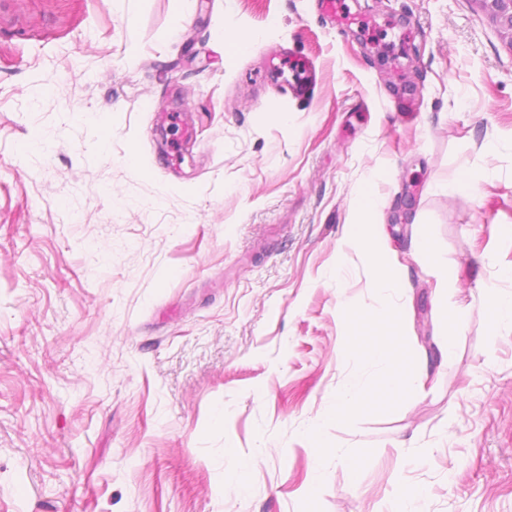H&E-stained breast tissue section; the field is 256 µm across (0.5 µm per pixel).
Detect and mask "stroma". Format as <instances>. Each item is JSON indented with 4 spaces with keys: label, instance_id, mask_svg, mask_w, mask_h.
Masks as SVG:
<instances>
[{
    "label": "stroma",
    "instance_id": "35a3bbf8",
    "mask_svg": "<svg viewBox=\"0 0 512 512\" xmlns=\"http://www.w3.org/2000/svg\"><path fill=\"white\" fill-rule=\"evenodd\" d=\"M188 3L176 34L175 0H0V512H388L405 487L512 512V327L476 288L512 292V42L476 0ZM228 13L254 48L215 41ZM370 177L424 373L324 426V459L306 431L375 373L339 310L377 305L343 242ZM443 296L449 355L422 342ZM228 446L259 455L241 493ZM414 245L417 252L431 263L438 281V288H447L448 266L437 257L432 236L425 225H419Z\"/></svg>",
    "mask_w": 512,
    "mask_h": 512
}]
</instances>
